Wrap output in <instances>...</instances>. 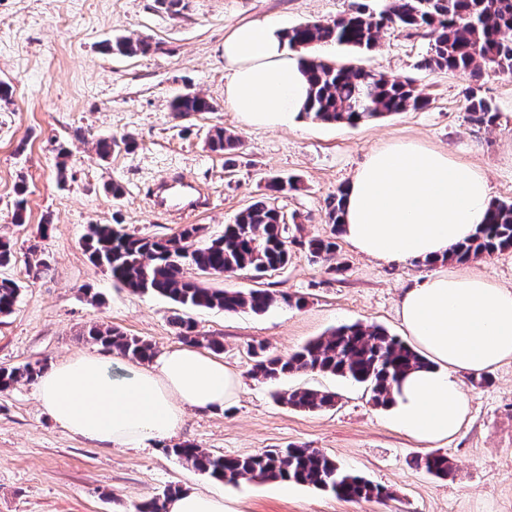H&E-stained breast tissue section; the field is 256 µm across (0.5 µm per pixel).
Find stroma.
Returning a JSON list of instances; mask_svg holds the SVG:
<instances>
[{
  "label": "stroma",
  "instance_id": "obj_1",
  "mask_svg": "<svg viewBox=\"0 0 512 512\" xmlns=\"http://www.w3.org/2000/svg\"><path fill=\"white\" fill-rule=\"evenodd\" d=\"M352 0H0V238L16 260L0 278L20 286L11 314L0 316V367L41 362L52 367L83 353L102 354L86 329L104 324L151 342L155 350L182 345L175 318L222 337L221 357L239 374L237 401L224 410L188 412L176 436L140 448H113L71 434L46 413L36 384L20 380L0 392V512H134L168 488L215 489L238 512H512V361L484 384L459 382L470 412L459 432L436 444L455 472L440 479L415 463L426 447L390 427L369 392L340 377L297 373L276 382L254 378L250 347L285 355L341 324L361 322L401 335L399 303L430 268L415 261L383 262L357 253L337 237L343 272L329 271L300 247L288 265L261 278L215 276L210 287L267 288L281 300L268 311L184 309L169 299L136 293L92 262L83 246L88 225L109 224L142 237H161L199 224L204 238L223 234L235 215L266 191L272 175L294 176L297 190L274 203L303 235L328 236L327 199L343 187L368 153L399 139H416L483 168L494 199L512 202V76L432 70L422 61L427 36L384 31L375 50L335 44L316 55L411 80L428 97L419 110L355 126L299 119L281 130L242 125L224 106V35L266 15L286 26L345 14ZM118 38H147L154 50L135 56L106 52ZM479 88L498 110L495 124L478 125L466 91ZM192 90L213 111L179 118L169 105ZM222 127L241 140L232 155L212 152L209 131ZM130 140L106 159L99 140ZM180 173L197 182L200 208L187 215L155 210L154 182ZM122 188L113 197L112 184ZM26 187L22 223L13 219L15 188ZM38 245L47 274L28 271ZM457 272L485 276L512 289V249L465 263ZM302 298V307L283 295ZM314 387L335 392L334 408L308 412L277 402L275 391ZM191 444L237 456L302 445L387 488L390 499L346 501L305 485L243 481L226 484L172 455Z\"/></svg>",
  "mask_w": 512,
  "mask_h": 512
}]
</instances>
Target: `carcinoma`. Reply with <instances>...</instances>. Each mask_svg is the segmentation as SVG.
Returning <instances> with one entry per match:
<instances>
[{"label": "carcinoma", "mask_w": 512, "mask_h": 512, "mask_svg": "<svg viewBox=\"0 0 512 512\" xmlns=\"http://www.w3.org/2000/svg\"><path fill=\"white\" fill-rule=\"evenodd\" d=\"M384 28L422 31L431 37L430 54L424 59L429 69L484 70L512 75V0H386L375 12L358 0L350 12L331 21H311L285 31L288 46L307 49L318 43H336L356 51L375 49ZM152 49L147 40L121 39L106 46L125 55ZM311 96L301 117L323 123L356 125L385 114L417 110L426 100L413 83L376 69L335 65L318 58H305ZM470 120L492 125L497 109L474 90L466 95ZM179 117L211 112L213 105L200 94L187 90L170 103ZM240 145L234 133L216 127L208 146L214 152H230ZM343 189L330 198L325 222L341 224ZM299 226H290L285 215L268 197L256 199L240 212L224 235L204 240L202 227L187 224L179 233L163 238L139 237L121 232L110 224H90L85 235L92 259L107 268L113 279L140 293L165 297L186 308H208L228 313L249 309L265 312L277 302L268 289L248 292L207 288L203 279L224 273L251 270L259 276L288 265L291 249L297 245L312 257L329 262L336 257L332 237L296 236ZM512 248V203L498 202L470 241L454 249L446 261L465 263L485 254ZM19 285L0 280V315L12 312ZM178 334L192 345L212 352L224 349L222 340L202 336L195 325L176 321ZM88 336L107 351L143 362L154 354L151 343L129 337L110 327L95 325ZM252 374L266 380L300 371L339 375L366 385L378 406L386 405L391 384L409 370L425 365V360L407 342L375 325H343L287 355H270L263 344L253 348ZM43 372L40 364L0 368V391L22 378L30 381ZM283 403L303 411H317L336 405V394L316 389L296 390L280 396ZM171 452L191 468L227 484L242 480L289 481L333 493L336 497L389 499L381 486L341 467L336 460L314 448L289 446L244 456L214 455L193 445ZM428 473L446 478L453 464L445 454H428L419 459Z\"/></svg>", "instance_id": "1"}]
</instances>
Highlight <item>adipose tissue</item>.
<instances>
[{
    "label": "adipose tissue",
    "instance_id": "1",
    "mask_svg": "<svg viewBox=\"0 0 512 512\" xmlns=\"http://www.w3.org/2000/svg\"><path fill=\"white\" fill-rule=\"evenodd\" d=\"M301 56L276 17L224 36V103L246 126L299 119L309 94ZM342 227L359 252L392 262H434L401 301L403 331L426 359L393 389L389 423L431 446L455 435L469 411L458 374H484L512 359V290L441 261L476 234L493 204L487 173L443 150L397 140L373 150L344 188ZM240 379L193 347L165 349L148 365L113 367L84 354L42 374L38 397L63 429L118 448L172 438L187 409L214 410L237 397ZM166 512H237L223 494L183 491Z\"/></svg>",
    "mask_w": 512,
    "mask_h": 512
}]
</instances>
